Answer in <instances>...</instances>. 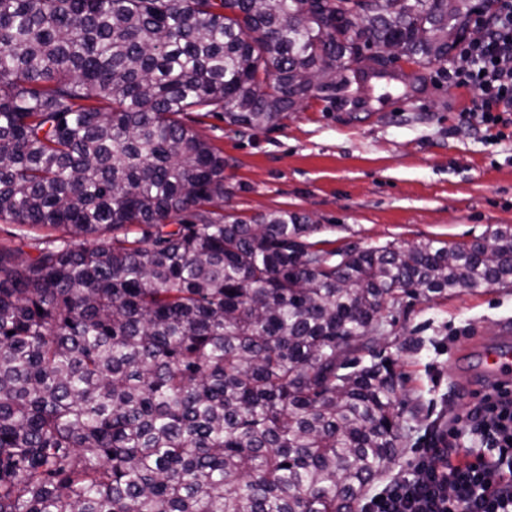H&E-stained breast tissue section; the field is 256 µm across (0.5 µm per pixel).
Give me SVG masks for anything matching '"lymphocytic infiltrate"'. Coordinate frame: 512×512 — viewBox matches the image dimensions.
I'll use <instances>...</instances> for the list:
<instances>
[{
	"mask_svg": "<svg viewBox=\"0 0 512 512\" xmlns=\"http://www.w3.org/2000/svg\"><path fill=\"white\" fill-rule=\"evenodd\" d=\"M475 22L487 32L459 43L448 78L474 91L470 121L512 126V0H494ZM415 469L362 512H512V393L484 395L453 417L442 447L426 449Z\"/></svg>",
	"mask_w": 512,
	"mask_h": 512,
	"instance_id": "obj_1",
	"label": "lymphocytic infiltrate"
}]
</instances>
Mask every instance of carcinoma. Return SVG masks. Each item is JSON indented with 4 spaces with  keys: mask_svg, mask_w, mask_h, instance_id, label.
<instances>
[{
    "mask_svg": "<svg viewBox=\"0 0 512 512\" xmlns=\"http://www.w3.org/2000/svg\"><path fill=\"white\" fill-rule=\"evenodd\" d=\"M473 0H0V512H358L399 457L403 297L512 284V227L325 252L224 221L188 125H274L356 39L425 68ZM360 352L370 364L350 370ZM14 228V225L0 221V244L10 248L21 247L25 252L33 254H35L34 244L62 234L59 230L33 229L30 232V239L23 240L11 235L10 232H17Z\"/></svg>",
    "mask_w": 512,
    "mask_h": 512,
    "instance_id": "carcinoma-1",
    "label": "carcinoma"
}]
</instances>
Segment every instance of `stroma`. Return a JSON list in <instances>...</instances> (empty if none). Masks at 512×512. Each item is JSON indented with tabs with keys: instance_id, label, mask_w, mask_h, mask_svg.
Returning a JSON list of instances; mask_svg holds the SVG:
<instances>
[{
	"instance_id": "1",
	"label": "stroma",
	"mask_w": 512,
	"mask_h": 512,
	"mask_svg": "<svg viewBox=\"0 0 512 512\" xmlns=\"http://www.w3.org/2000/svg\"><path fill=\"white\" fill-rule=\"evenodd\" d=\"M449 62L400 61L386 83L330 99L314 92L278 124L237 135L215 116L193 125L224 154V216L277 210L307 216L315 248L468 243L512 226V128L471 129L475 96L448 82ZM512 323V287L465 288L435 300L404 298L379 350L400 382L405 439L386 482L411 476L422 449L474 404L473 352Z\"/></svg>"
}]
</instances>
